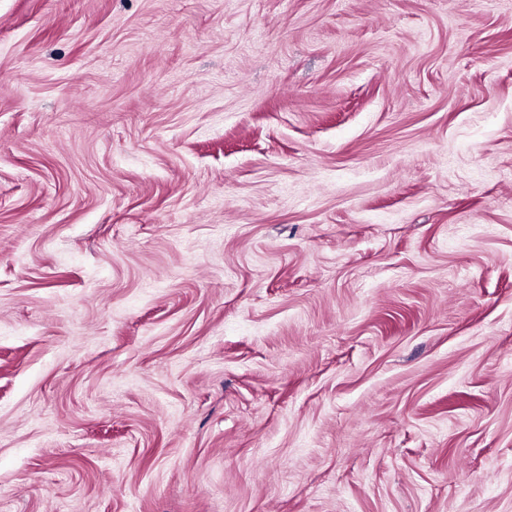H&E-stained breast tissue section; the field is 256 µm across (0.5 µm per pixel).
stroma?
<instances>
[{
	"label": "stroma",
	"instance_id": "35a3bbf8",
	"mask_svg": "<svg viewBox=\"0 0 512 512\" xmlns=\"http://www.w3.org/2000/svg\"><path fill=\"white\" fill-rule=\"evenodd\" d=\"M0 512H512V0H0Z\"/></svg>",
	"mask_w": 512,
	"mask_h": 512
}]
</instances>
